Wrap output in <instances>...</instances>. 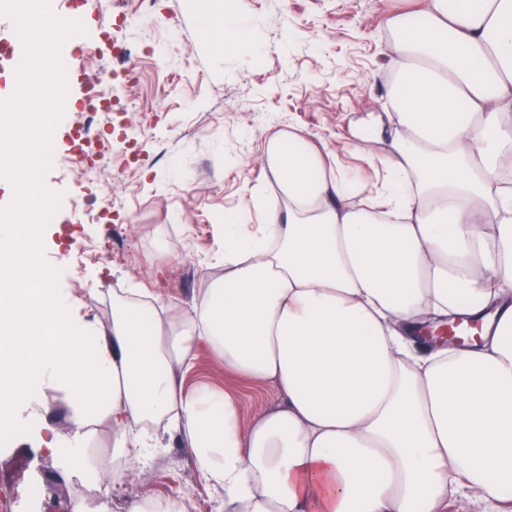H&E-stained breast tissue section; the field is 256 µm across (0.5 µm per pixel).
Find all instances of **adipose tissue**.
I'll use <instances>...</instances> for the list:
<instances>
[{
  "label": "adipose tissue",
  "instance_id": "ef3b65f1",
  "mask_svg": "<svg viewBox=\"0 0 512 512\" xmlns=\"http://www.w3.org/2000/svg\"><path fill=\"white\" fill-rule=\"evenodd\" d=\"M423 28L390 19L397 135L378 157L391 180L365 208L298 135L265 164L288 202L250 233L224 227V274L187 309L112 300V329L74 317L33 268L0 292V423L62 388L70 433L50 452L95 466L110 439L131 460L160 421L190 448L224 512H444L452 489L512 487V0H425ZM501 318L480 343L420 344L428 318ZM224 369L273 382L281 402L251 422L236 399L185 375L197 345Z\"/></svg>",
  "mask_w": 512,
  "mask_h": 512
}]
</instances>
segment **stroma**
<instances>
[{
	"instance_id": "stroma-1",
	"label": "stroma",
	"mask_w": 512,
	"mask_h": 512,
	"mask_svg": "<svg viewBox=\"0 0 512 512\" xmlns=\"http://www.w3.org/2000/svg\"><path fill=\"white\" fill-rule=\"evenodd\" d=\"M206 13L246 50L217 46L201 22ZM399 14L410 26L421 20L406 0H155L148 16L139 0H85L86 28L104 29L110 40L91 56L77 55L76 36L62 48L70 96L46 176L63 199L44 234L45 254L62 270L72 314L108 330L113 293L145 288L180 308L221 277L215 255L225 224L256 230L264 221L256 197L279 195L264 167L274 134H299L335 171L382 185L386 174L373 162L395 127L386 117L394 38L386 21ZM146 29L162 55L133 54L111 86L127 113L97 118L113 177L106 221L107 202L67 156L70 136L83 119L85 90L101 81L113 48L138 45ZM192 364L188 385L233 394L243 422L280 402L273 384L226 372L207 345L196 348ZM12 421L21 432L0 450V488L17 492L38 480L47 487L40 512H73L80 501L64 453L38 443L44 426L68 431L65 392L44 389L38 400L18 402ZM175 494L188 512H219L221 490L200 479L190 449L167 438L150 453L143 478L106 484L93 512H132Z\"/></svg>"
}]
</instances>
